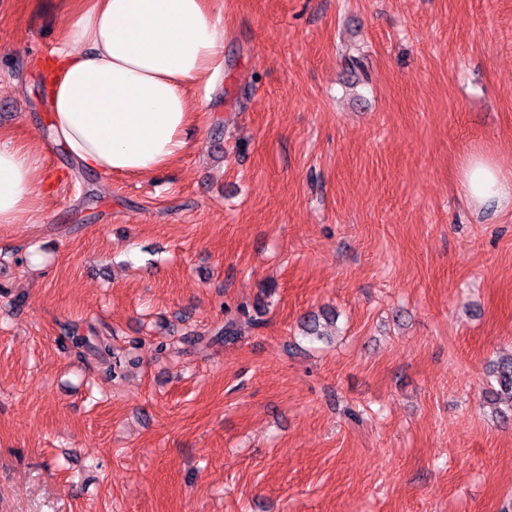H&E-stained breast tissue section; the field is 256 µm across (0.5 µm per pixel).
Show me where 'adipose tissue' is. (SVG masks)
<instances>
[{"instance_id": "1", "label": "adipose tissue", "mask_w": 512, "mask_h": 512, "mask_svg": "<svg viewBox=\"0 0 512 512\" xmlns=\"http://www.w3.org/2000/svg\"><path fill=\"white\" fill-rule=\"evenodd\" d=\"M208 0H93L61 33L53 63L51 127L84 167L149 178L185 153L190 91L220 68L224 30ZM40 157L0 144V225L17 224L38 203ZM474 209L512 208V180L489 154L461 165Z\"/></svg>"}]
</instances>
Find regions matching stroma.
Masks as SVG:
<instances>
[{"label": "stroma", "mask_w": 512, "mask_h": 512, "mask_svg": "<svg viewBox=\"0 0 512 512\" xmlns=\"http://www.w3.org/2000/svg\"><path fill=\"white\" fill-rule=\"evenodd\" d=\"M214 16L187 151L105 176L48 143L64 0H0V142L53 183L0 225V512H512V412L487 401L512 213L459 183L472 151L512 178V0ZM64 335L71 340L73 347L79 350H87L92 352L101 361L108 363L107 372L115 377L117 368H120L121 361L112 349V346L101 339L99 336H83L79 335L74 328L69 325H63Z\"/></svg>", "instance_id": "obj_1"}]
</instances>
